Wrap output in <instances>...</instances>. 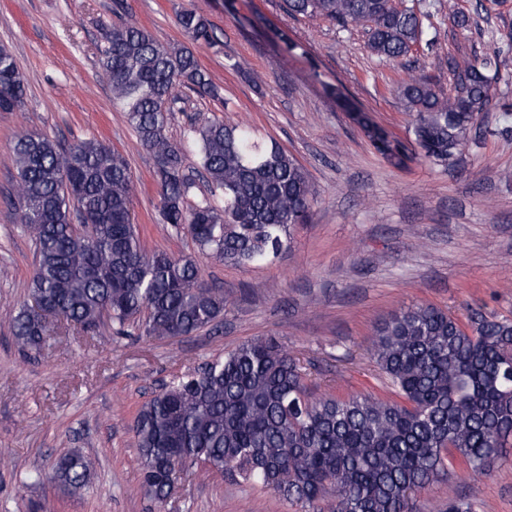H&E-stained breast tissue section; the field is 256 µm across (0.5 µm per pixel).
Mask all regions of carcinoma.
<instances>
[{
  "label": "carcinoma",
  "instance_id": "1",
  "mask_svg": "<svg viewBox=\"0 0 512 512\" xmlns=\"http://www.w3.org/2000/svg\"><path fill=\"white\" fill-rule=\"evenodd\" d=\"M288 15L369 27L367 48L404 59L425 35L424 12L390 0H283ZM195 42L215 43L212 25L192 10L178 17ZM99 64L113 100L156 159L161 221L187 225L200 250L227 264H261L281 251L290 229L309 217L317 193L306 170L275 143L222 121L194 128L199 173L224 193V209L183 203L191 182L186 154L167 134L168 114L191 92L221 99L219 88L187 47L165 46L126 23L103 28ZM463 74L445 95L422 76L398 87L423 156L449 166L488 111L498 57L448 60ZM17 61L0 46V110L24 106ZM393 164L402 150L371 133ZM11 204L32 238L36 267L28 298L8 330L19 351L37 354L55 330L95 331L109 315L118 335L190 336L215 325L227 300L190 258L146 252L131 216L132 177L124 156L105 142L65 144L46 134L17 136ZM371 353L401 400L369 393L312 394L300 360L272 338L224 352L173 379L145 401L134 421L139 489L164 500L190 466L201 462L244 483L260 484L301 508L330 502V512H409L457 454L474 477H486L512 444V319L475 311L468 326L433 306L392 313ZM92 463L78 452L58 459L56 482L77 492Z\"/></svg>",
  "mask_w": 512,
  "mask_h": 512
}]
</instances>
